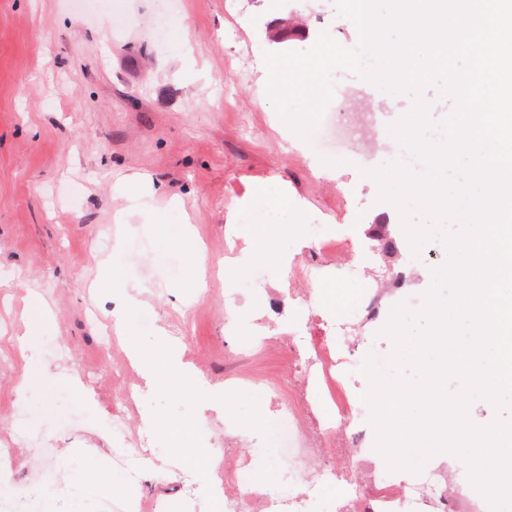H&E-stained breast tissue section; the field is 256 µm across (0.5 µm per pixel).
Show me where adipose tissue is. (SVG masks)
Instances as JSON below:
<instances>
[{"label":"adipose tissue","mask_w":512,"mask_h":512,"mask_svg":"<svg viewBox=\"0 0 512 512\" xmlns=\"http://www.w3.org/2000/svg\"><path fill=\"white\" fill-rule=\"evenodd\" d=\"M151 231L154 237L160 240L173 236L186 240L184 275L190 287H201L205 274V256L191 225L156 223L152 225ZM303 233L304 227L300 224L261 228L255 233L258 240L256 248L242 251L239 256L231 259L230 264L234 267H243L256 262L267 266L284 265L288 261V256L279 245L280 238L285 234L300 236ZM140 309L139 302L128 301L118 314L116 333L125 341L129 357L141 372L149 390L173 398L206 396V387L194 378L183 363L180 349L169 342L164 329L155 330L154 344L143 343L137 329ZM51 318V309L47 305H40L37 314L27 319V330L18 339L21 351L27 352L29 362L37 368L35 374L21 381L18 386L20 392H29L54 378L53 372L49 371L41 359L43 337ZM157 345L164 349L168 359L166 367L162 369L158 368L154 361L153 348Z\"/></svg>","instance_id":"1"}]
</instances>
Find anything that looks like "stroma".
<instances>
[{"mask_svg": "<svg viewBox=\"0 0 512 512\" xmlns=\"http://www.w3.org/2000/svg\"><path fill=\"white\" fill-rule=\"evenodd\" d=\"M174 0L182 19L171 39L156 36L157 0H109L106 11L79 15L67 0H0V272L12 276L0 308V436H14V409L25 401L35 444L19 448L0 512H40L44 490L56 512H101L103 502H131L135 512H214L206 493L216 486L236 497L259 470L274 485L311 482L328 454L308 448L300 466L274 460L266 445L244 443L236 422L270 416L271 387L288 395L304 383L288 365L287 331L334 337L333 325L357 305L358 284L337 268L364 266L381 290L385 311L355 331L346 366L359 381L367 357L386 363L394 344L383 335L398 305L417 311L429 273L447 259L443 244L412 250L399 210L379 201L366 164L385 161L391 128L414 98L376 91L351 72L331 75L333 101L347 114L349 145L322 138L300 150L267 93L268 52L305 51L314 17L341 28L343 47L359 32L334 0ZM297 28H289V21ZM157 191L153 217L128 211L115 183ZM389 213L392 253H373L374 220ZM195 226L204 249L206 285L191 292L183 277L184 244L149 236V221ZM262 224H302L307 240L341 233L351 249L329 256L316 277L299 272L301 247L283 239L292 260L277 269H238L225 258L252 243ZM122 239L118 263L108 260ZM407 279L395 282L390 264ZM135 296L147 314L144 333L164 328L182 360L211 390L199 400L170 398L144 387L120 341L102 346L114 313ZM53 310L42 357L66 380L19 395L30 366L17 339L37 299ZM140 395L126 414V435L112 432V414L126 389ZM164 411L172 430L155 431L153 462L138 481L121 480L116 460L133 453L143 416ZM217 449L208 475L183 453L186 438ZM249 458L247 475L238 465ZM187 470L191 492L167 478Z\"/></svg>", "mask_w": 512, "mask_h": 512, "instance_id": "obj_1", "label": "stroma"}]
</instances>
